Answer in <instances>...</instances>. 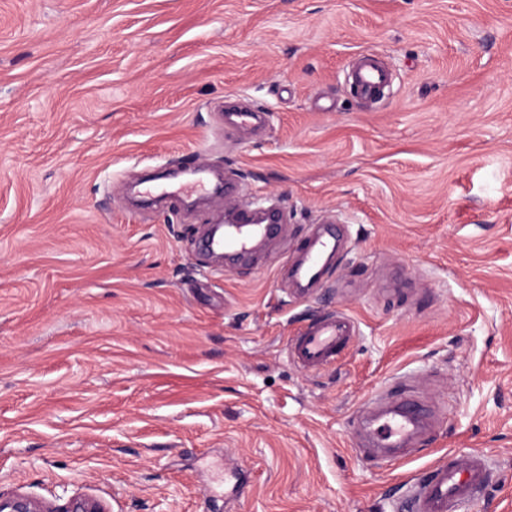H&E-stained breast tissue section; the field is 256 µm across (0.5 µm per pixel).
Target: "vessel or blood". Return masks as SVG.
Returning <instances> with one entry per match:
<instances>
[{
    "label": "vessel or blood",
    "instance_id": "vessel-or-blood-1",
    "mask_svg": "<svg viewBox=\"0 0 512 512\" xmlns=\"http://www.w3.org/2000/svg\"><path fill=\"white\" fill-rule=\"evenodd\" d=\"M350 80L358 93L371 96L389 83L390 75L366 60L352 71ZM283 229L281 215L259 222L245 209L239 212L236 224L227 226L223 234L210 235L207 245L238 261L254 253L258 244L274 243ZM337 246L335 225H323L303 244L302 259L294 267L295 276L311 284L319 283L327 271L326 261L335 255ZM357 333L356 322L345 311L327 313L289 339L288 358L306 371H323L340 360ZM368 407L370 415L365 422L367 437L363 445L367 454L381 463L413 447L435 422L413 400L388 401L379 397L369 402ZM490 477L491 469L481 454H451L415 479L403 508L405 512H472Z\"/></svg>",
    "mask_w": 512,
    "mask_h": 512
}]
</instances>
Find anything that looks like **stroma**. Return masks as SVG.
Masks as SVG:
<instances>
[{
    "label": "stroma",
    "mask_w": 512,
    "mask_h": 512,
    "mask_svg": "<svg viewBox=\"0 0 512 512\" xmlns=\"http://www.w3.org/2000/svg\"><path fill=\"white\" fill-rule=\"evenodd\" d=\"M363 54L391 72L352 95ZM266 111L224 122L227 96ZM237 199L150 207L189 157ZM346 246L312 297L199 247L234 206ZM337 364L286 343L323 311ZM445 408L382 465L374 394ZM512 512V0H0V499L43 512H392L451 452ZM243 481L241 496L224 487ZM357 333L356 322L345 311L327 313L289 339L288 358L306 371H323L340 360Z\"/></svg>",
    "instance_id": "obj_1"
}]
</instances>
